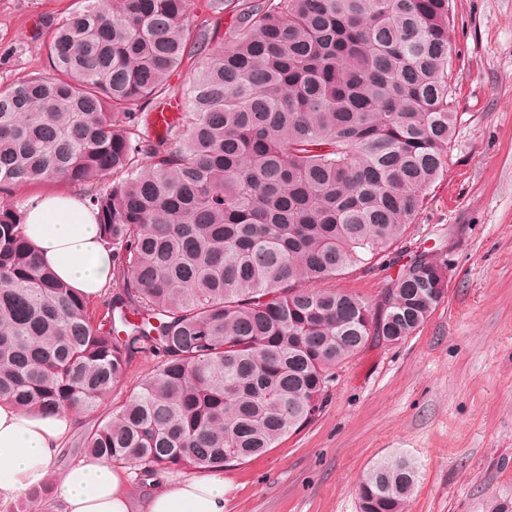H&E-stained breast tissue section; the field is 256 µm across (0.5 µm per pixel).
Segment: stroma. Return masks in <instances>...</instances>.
Segmentation results:
<instances>
[{"label":"stroma","mask_w":512,"mask_h":512,"mask_svg":"<svg viewBox=\"0 0 512 512\" xmlns=\"http://www.w3.org/2000/svg\"><path fill=\"white\" fill-rule=\"evenodd\" d=\"M74 7L0 0V83L49 71L52 28ZM451 10L452 156L405 240L446 265L445 297L406 340L338 365L310 425L225 467L224 512H360L364 470L397 453L421 466L406 512L512 501V0H451ZM398 272L357 271L335 286L372 303Z\"/></svg>","instance_id":"obj_1"}]
</instances>
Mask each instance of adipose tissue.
<instances>
[{
    "label": "adipose tissue",
    "mask_w": 512,
    "mask_h": 512,
    "mask_svg": "<svg viewBox=\"0 0 512 512\" xmlns=\"http://www.w3.org/2000/svg\"><path fill=\"white\" fill-rule=\"evenodd\" d=\"M23 232L45 265L70 288L98 297L114 279L112 255L101 243L97 216L79 195L48 192L25 210ZM71 413L25 412L0 403V502L51 481V467L71 427ZM64 512H132L123 470L87 456L55 481ZM223 474L207 472L158 485L145 512H224Z\"/></svg>",
    "instance_id": "1"
}]
</instances>
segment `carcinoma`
<instances>
[{"label":"carcinoma","instance_id":"obj_1","mask_svg":"<svg viewBox=\"0 0 512 512\" xmlns=\"http://www.w3.org/2000/svg\"><path fill=\"white\" fill-rule=\"evenodd\" d=\"M209 2L232 15L221 35L191 0H82L54 27L52 73L0 84V193L92 187L121 279L91 309L0 208V402L93 414L153 355L71 443L142 485L277 447L337 364L408 338L448 288L424 251L375 304L332 283L403 258L447 171L450 0ZM191 59L179 120L149 132ZM418 475L404 454L373 462L360 512H405ZM157 359L152 357L150 354H137L132 359L130 366L128 367L125 374L122 376L115 389V394L112 393V397L108 396L100 404L99 410L101 412L107 411L112 406V399L115 397L116 401L122 396L125 398L133 390L137 389V386L150 375L156 366Z\"/></svg>","mask_w":512,"mask_h":512}]
</instances>
